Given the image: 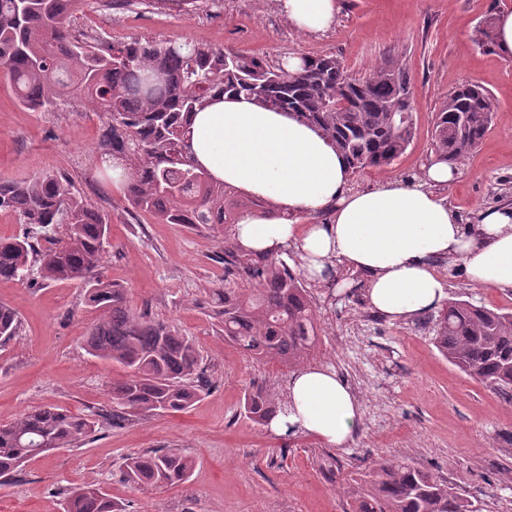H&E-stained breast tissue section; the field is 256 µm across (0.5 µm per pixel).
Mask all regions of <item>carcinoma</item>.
Segmentation results:
<instances>
[{"label":"carcinoma","mask_w":512,"mask_h":512,"mask_svg":"<svg viewBox=\"0 0 512 512\" xmlns=\"http://www.w3.org/2000/svg\"><path fill=\"white\" fill-rule=\"evenodd\" d=\"M84 0H0V72L25 109L48 112L58 102L83 99L106 117L103 162L130 166L127 201L161 224L192 228L234 225L243 211L269 205L214 182L186 154L189 115L214 94L246 96L318 127L353 172L383 169L414 137L409 69L395 50L366 78L357 79L335 55H304L299 69L268 65L222 47L187 41H100L77 34L71 22ZM482 49H496V17L483 15L473 31ZM496 112L487 90L462 84L443 101L433 122L434 159L463 162L487 133ZM0 210L25 225L0 236V280L37 273L47 282L85 288L100 312L85 337L89 355L112 361L125 376L112 382V419L130 412H183L206 389L195 342L168 321L134 310L125 290L95 276L109 222L69 184L46 172L24 181L0 179ZM64 239L41 251L38 240ZM224 277L241 288H208L206 304L224 341L257 361L286 368L308 361L319 341L315 301L288 264L246 253L224 236ZM20 321L0 304V342L18 335ZM434 344L467 376L512 397V311L455 301L436 320ZM281 408L262 388L246 393L244 415L264 425ZM95 431V421L52 405L34 407L0 425V483L32 458L65 448ZM193 463L163 450L124 460L133 484L187 482ZM347 512H479L459 489L434 473L384 460L363 479L340 481ZM67 512H122L103 488L89 483L69 492Z\"/></svg>","instance_id":"obj_1"}]
</instances>
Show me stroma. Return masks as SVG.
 Here are the masks:
<instances>
[{"label":"stroma","mask_w":512,"mask_h":512,"mask_svg":"<svg viewBox=\"0 0 512 512\" xmlns=\"http://www.w3.org/2000/svg\"><path fill=\"white\" fill-rule=\"evenodd\" d=\"M327 32H296L278 0H87L76 32L106 41L189 39L263 57L272 66L293 54L339 56L349 75L363 78L398 50L411 75L415 135L383 170L352 174L369 189L383 179H409L434 155L432 126L445 97L460 83L482 85L498 112L488 134L459 164L457 179L438 193L461 223L512 204V58L480 49L473 30L489 11L512 0H339ZM99 113L76 100L50 112L22 109L0 75V179L54 172L108 214L110 238L100 276L125 288L132 307L166 319L199 348L209 386L185 412L140 414L119 424L109 389L124 369L85 350L96 319L76 285L38 276L0 280V302L21 322L18 336L0 345V424L30 407L55 405L96 419L90 440L33 458L0 486V512H65L70 489L101 484L125 512H343L331 464L358 478L385 459L437 473L480 512H512V399L472 380L434 344L437 312L401 321L377 315L366 277L344 267L336 284H312L321 342L310 365H329L362 405L347 447L329 448L306 434L275 436L247 419L241 403L263 388L284 400L291 370L258 362L225 342L204 310L205 291L223 286L224 229L160 224L134 210L100 162ZM451 300L512 308V291L479 288L461 267L444 262ZM162 449L190 457L188 482L130 484L119 471L130 455Z\"/></svg>","instance_id":"1"}]
</instances>
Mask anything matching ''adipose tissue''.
Wrapping results in <instances>:
<instances>
[{
	"label": "adipose tissue",
	"mask_w": 512,
	"mask_h": 512,
	"mask_svg": "<svg viewBox=\"0 0 512 512\" xmlns=\"http://www.w3.org/2000/svg\"><path fill=\"white\" fill-rule=\"evenodd\" d=\"M283 16L305 34L330 29L337 0H280ZM186 150L213 180L263 200L275 217L241 214L233 227L244 250L294 255L306 277L328 285L337 265L367 277L371 308L397 321L448 303L442 260L456 261L480 288L512 289V208L491 209L462 224L435 191L455 177L434 161L413 181L388 179L353 190L343 156L316 127L243 96H213L190 114ZM329 213L330 223L315 218ZM361 406L330 367H307L288 382L284 409L266 429L299 432L327 447L352 440Z\"/></svg>",
	"instance_id": "adipose-tissue-1"
}]
</instances>
